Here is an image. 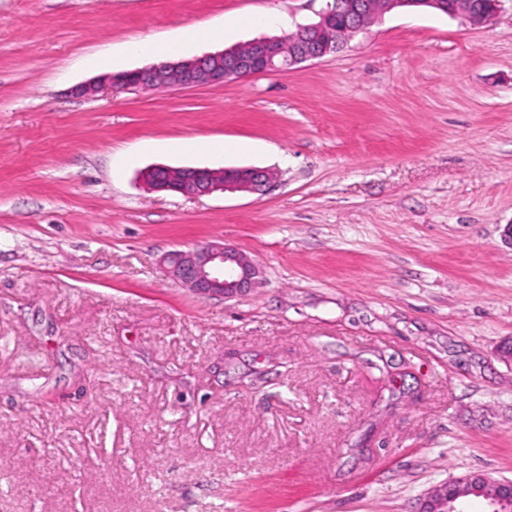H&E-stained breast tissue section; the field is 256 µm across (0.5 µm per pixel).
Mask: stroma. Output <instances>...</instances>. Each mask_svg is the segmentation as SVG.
<instances>
[{"label": "stroma", "mask_w": 512, "mask_h": 512, "mask_svg": "<svg viewBox=\"0 0 512 512\" xmlns=\"http://www.w3.org/2000/svg\"><path fill=\"white\" fill-rule=\"evenodd\" d=\"M325 5L0 0V512H418L512 480V0L389 13L285 75L75 93L152 65L136 40L195 57ZM156 165L278 176L191 197ZM208 242L259 287L165 275ZM451 0H387L379 2L378 6L385 11H392L400 8L425 7L428 10H436L445 14L462 18L467 24L473 27H483L492 23L499 8L500 0H483L479 7H468L475 1L480 0H453L459 8L449 7ZM166 275L199 295L234 298L255 288L261 274L243 251L224 243L176 250L162 259ZM469 495L483 498L492 512H508L512 507V481L486 473L466 474L435 487L418 512H455L453 504Z\"/></svg>", "instance_id": "35a3bbf8"}]
</instances>
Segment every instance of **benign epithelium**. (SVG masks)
I'll return each instance as SVG.
<instances>
[{"label": "benign epithelium", "mask_w": 512, "mask_h": 512, "mask_svg": "<svg viewBox=\"0 0 512 512\" xmlns=\"http://www.w3.org/2000/svg\"><path fill=\"white\" fill-rule=\"evenodd\" d=\"M500 0H484L479 7L452 8L448 0H382L385 11L424 7L462 18L473 27L492 23ZM367 0H338L328 4L318 20L298 27L294 47L286 52L281 41L262 37L249 41L251 52L236 48L206 53L190 59H178L148 67L109 73L77 89L83 96H96L104 88L157 89L171 85L191 88L224 83L261 73L287 74L297 65L336 53L357 34L367 29L363 23ZM274 173L259 167L212 169L206 167L157 166L142 173L149 190L206 196L217 191L249 193L265 191ZM166 275L199 294L234 298L259 283L260 269L243 251L224 243L197 245L176 250L162 259ZM472 495L482 498L492 512L512 509V481L496 479L486 473H470L435 487L424 499L419 512H454V503Z\"/></svg>", "instance_id": "obj_1"}]
</instances>
